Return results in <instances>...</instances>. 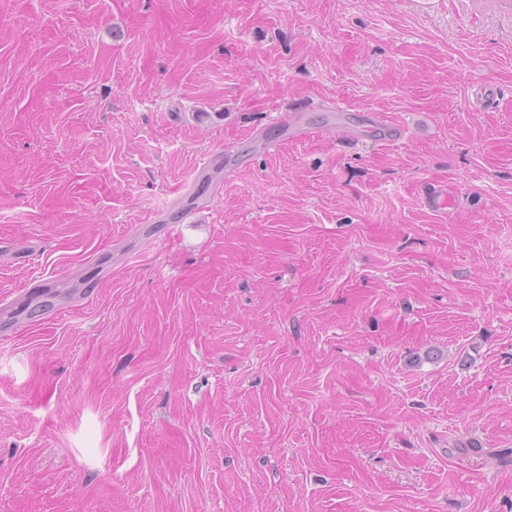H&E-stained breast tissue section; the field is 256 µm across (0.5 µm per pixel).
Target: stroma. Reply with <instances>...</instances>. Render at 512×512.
<instances>
[{
  "label": "stroma",
  "mask_w": 512,
  "mask_h": 512,
  "mask_svg": "<svg viewBox=\"0 0 512 512\" xmlns=\"http://www.w3.org/2000/svg\"><path fill=\"white\" fill-rule=\"evenodd\" d=\"M0 512H512V0H0Z\"/></svg>",
  "instance_id": "obj_1"
}]
</instances>
